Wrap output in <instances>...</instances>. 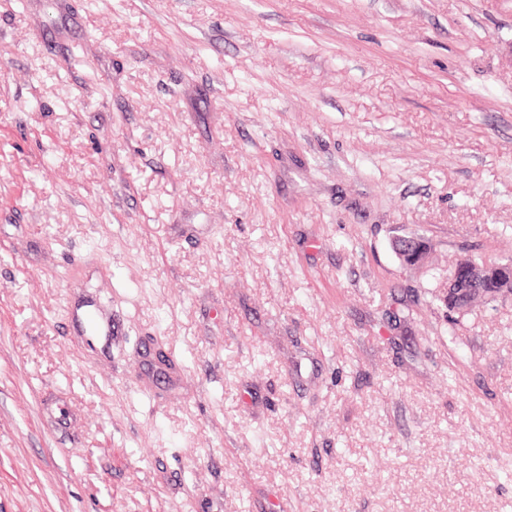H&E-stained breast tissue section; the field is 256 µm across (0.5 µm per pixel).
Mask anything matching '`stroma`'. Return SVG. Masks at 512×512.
Wrapping results in <instances>:
<instances>
[{"label":"stroma","instance_id":"obj_1","mask_svg":"<svg viewBox=\"0 0 512 512\" xmlns=\"http://www.w3.org/2000/svg\"><path fill=\"white\" fill-rule=\"evenodd\" d=\"M463 258L512 259V0H0V512H512ZM429 241L419 235L399 236L393 241L394 253L403 266H419L430 251ZM88 307L90 308L84 312L80 323L83 334L87 335L88 332H93L96 336H103L108 345L110 336H112L111 325L97 308L93 305H88Z\"/></svg>","mask_w":512,"mask_h":512}]
</instances>
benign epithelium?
<instances>
[{
	"label": "benign epithelium",
	"mask_w": 512,
	"mask_h": 512,
	"mask_svg": "<svg viewBox=\"0 0 512 512\" xmlns=\"http://www.w3.org/2000/svg\"><path fill=\"white\" fill-rule=\"evenodd\" d=\"M394 253L403 266H419L426 260L429 241L419 235L399 236ZM483 290L498 298L512 295V262L487 263L471 260L455 266L448 275L443 301L463 313L470 310L469 296Z\"/></svg>",
	"instance_id": "1"
}]
</instances>
